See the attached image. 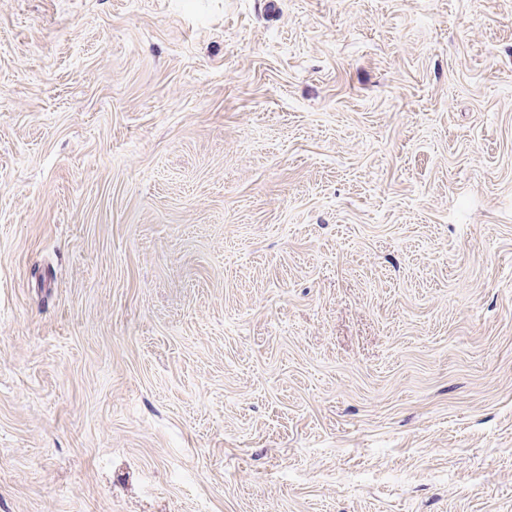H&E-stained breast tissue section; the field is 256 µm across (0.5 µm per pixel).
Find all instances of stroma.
Masks as SVG:
<instances>
[{
	"mask_svg": "<svg viewBox=\"0 0 512 512\" xmlns=\"http://www.w3.org/2000/svg\"><path fill=\"white\" fill-rule=\"evenodd\" d=\"M0 512H512V0H0Z\"/></svg>",
	"mask_w": 512,
	"mask_h": 512,
	"instance_id": "obj_1",
	"label": "stroma"
}]
</instances>
